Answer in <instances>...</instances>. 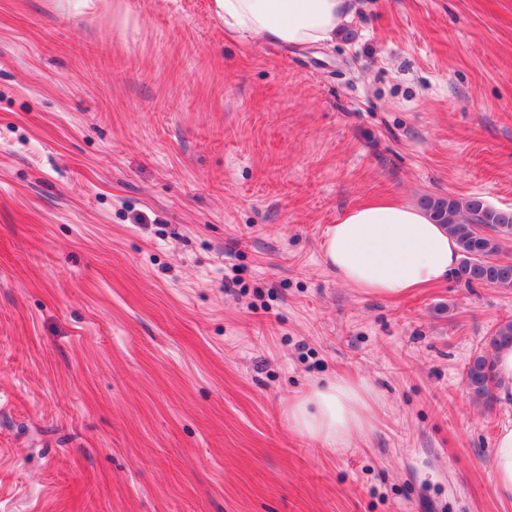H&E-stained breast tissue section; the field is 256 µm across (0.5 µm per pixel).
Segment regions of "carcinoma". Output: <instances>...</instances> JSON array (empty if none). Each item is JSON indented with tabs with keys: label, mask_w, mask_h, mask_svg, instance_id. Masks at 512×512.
I'll return each instance as SVG.
<instances>
[{
	"label": "carcinoma",
	"mask_w": 512,
	"mask_h": 512,
	"mask_svg": "<svg viewBox=\"0 0 512 512\" xmlns=\"http://www.w3.org/2000/svg\"><path fill=\"white\" fill-rule=\"evenodd\" d=\"M432 221L446 228L459 246L461 261L454 278L470 287L474 284L512 289V263L501 261L503 241L512 237V209H499L481 197L456 199L427 195L420 200ZM512 346V319L500 322L486 337L482 349L474 352L465 368L467 393L491 406L501 385L493 355Z\"/></svg>",
	"instance_id": "carcinoma-1"
}]
</instances>
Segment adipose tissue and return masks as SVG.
Segmentation results:
<instances>
[{"instance_id":"1","label":"adipose tissue","mask_w":512,"mask_h":512,"mask_svg":"<svg viewBox=\"0 0 512 512\" xmlns=\"http://www.w3.org/2000/svg\"><path fill=\"white\" fill-rule=\"evenodd\" d=\"M228 32L287 48L334 41L351 11L350 0H215ZM327 266L348 286L388 298L448 278L459 261L455 240L418 207L389 200L358 204L327 227ZM288 420L301 434L333 446L371 420L370 394L361 384L334 378L291 404ZM491 479L497 495L512 501V425L498 431Z\"/></svg>"}]
</instances>
